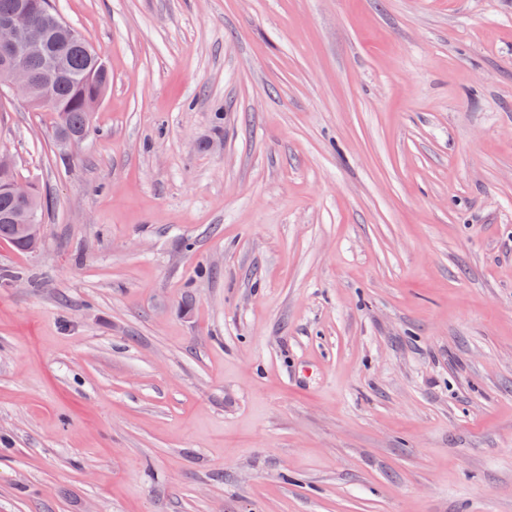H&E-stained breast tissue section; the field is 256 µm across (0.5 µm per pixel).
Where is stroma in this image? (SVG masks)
I'll list each match as a JSON object with an SVG mask.
<instances>
[{"label": "stroma", "instance_id": "1", "mask_svg": "<svg viewBox=\"0 0 512 512\" xmlns=\"http://www.w3.org/2000/svg\"><path fill=\"white\" fill-rule=\"evenodd\" d=\"M94 133L0 97V512H512V0H52ZM14 177H18L15 168L9 173H2L0 169V240L10 243L20 252L28 253L21 224L33 251L38 248L43 224L38 221L36 210L29 214L28 224L24 223V216L30 209L29 202L24 200H29L32 195V186L28 181L17 179L10 184V191L16 199L2 190V186Z\"/></svg>", "mask_w": 512, "mask_h": 512}]
</instances>
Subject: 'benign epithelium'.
I'll use <instances>...</instances> for the list:
<instances>
[{
	"instance_id": "1",
	"label": "benign epithelium",
	"mask_w": 512,
	"mask_h": 512,
	"mask_svg": "<svg viewBox=\"0 0 512 512\" xmlns=\"http://www.w3.org/2000/svg\"><path fill=\"white\" fill-rule=\"evenodd\" d=\"M36 59L41 68L33 69L29 61ZM59 60L43 50V36L36 34L29 23V4L0 18V90L10 95L30 101L33 94L39 93L43 103H48L47 90L59 70ZM31 250L38 248L42 224L37 211L28 216L24 225Z\"/></svg>"
}]
</instances>
